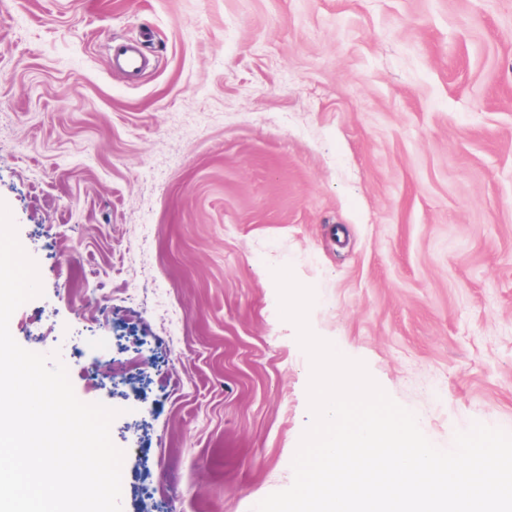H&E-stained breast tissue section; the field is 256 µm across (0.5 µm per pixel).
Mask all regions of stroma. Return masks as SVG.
Returning <instances> with one entry per match:
<instances>
[{"label":"stroma","instance_id":"stroma-1","mask_svg":"<svg viewBox=\"0 0 512 512\" xmlns=\"http://www.w3.org/2000/svg\"><path fill=\"white\" fill-rule=\"evenodd\" d=\"M0 201L43 289L10 332L118 409L122 512L291 485L283 266L435 446L512 432V0H0ZM115 64L128 72H134L145 66V60L135 48L119 47L113 50L112 65Z\"/></svg>","mask_w":512,"mask_h":512}]
</instances>
